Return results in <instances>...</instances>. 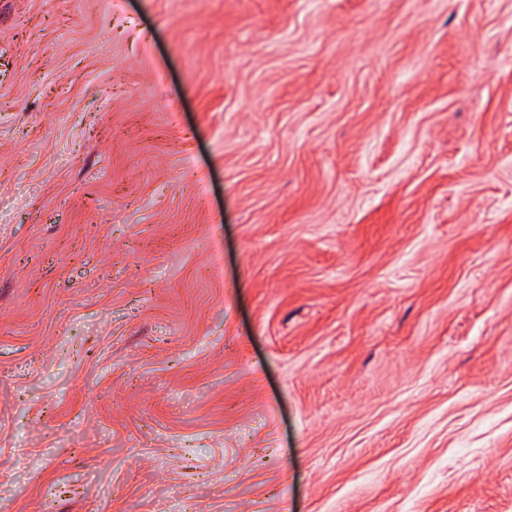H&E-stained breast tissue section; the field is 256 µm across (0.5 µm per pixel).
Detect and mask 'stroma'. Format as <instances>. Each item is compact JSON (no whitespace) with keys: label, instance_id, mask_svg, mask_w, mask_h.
<instances>
[{"label":"stroma","instance_id":"stroma-1","mask_svg":"<svg viewBox=\"0 0 512 512\" xmlns=\"http://www.w3.org/2000/svg\"><path fill=\"white\" fill-rule=\"evenodd\" d=\"M0 512H512V0H0Z\"/></svg>","mask_w":512,"mask_h":512}]
</instances>
